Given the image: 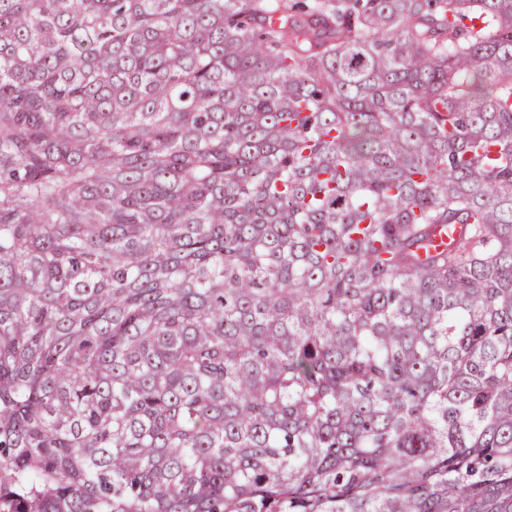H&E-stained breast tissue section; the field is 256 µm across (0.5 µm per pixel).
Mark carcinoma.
<instances>
[{
  "label": "carcinoma",
  "instance_id": "carcinoma-1",
  "mask_svg": "<svg viewBox=\"0 0 512 512\" xmlns=\"http://www.w3.org/2000/svg\"><path fill=\"white\" fill-rule=\"evenodd\" d=\"M0 512H512V0H0Z\"/></svg>",
  "mask_w": 512,
  "mask_h": 512
}]
</instances>
